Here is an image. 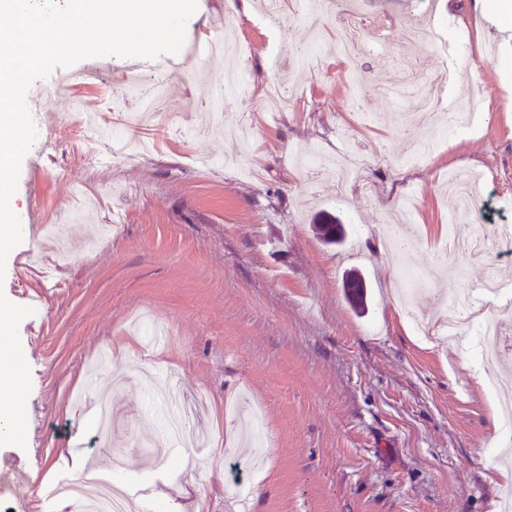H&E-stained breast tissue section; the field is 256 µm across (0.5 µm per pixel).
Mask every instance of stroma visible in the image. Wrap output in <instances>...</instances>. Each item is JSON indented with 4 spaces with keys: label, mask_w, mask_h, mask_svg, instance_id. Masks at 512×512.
<instances>
[{
    "label": "stroma",
    "mask_w": 512,
    "mask_h": 512,
    "mask_svg": "<svg viewBox=\"0 0 512 512\" xmlns=\"http://www.w3.org/2000/svg\"><path fill=\"white\" fill-rule=\"evenodd\" d=\"M359 3L368 46L352 78L338 73L339 16L311 53L298 0L272 28L255 7L198 0L178 55L106 57L115 87L174 78L158 125L129 133L150 142L146 152L117 143L135 101L85 96L112 130L101 164L49 135L68 96L34 113L44 133L15 193L23 241L0 280L9 301L35 310L18 329L32 380L27 444L0 447V464L30 476L17 496L29 512H47L44 484L75 478L73 454L98 456L66 442L95 426L73 395L103 346L112 360L97 391L128 424L111 475L127 482L133 512L173 502L199 512H499L512 464L491 449L495 373L476 351L419 336L414 319L444 325L449 299L470 292L474 319L494 317L512 337V244L492 237L478 255L451 251L434 266L457 205L443 187L449 170L476 175L483 208L470 224L512 225V27L473 0H452L436 21L424 0ZM413 20L433 22L438 42H406ZM228 23L247 89L224 103L195 48ZM435 70L448 104L474 103L482 121L445 129L411 163L409 145L434 132L421 116L403 127L401 115ZM274 83L288 111L266 110ZM78 188L91 220L63 209ZM406 203L414 247L402 257L382 242ZM321 211L344 225L343 243L319 240ZM352 271L367 282L361 310L344 293ZM491 273L507 290L493 303L475 293ZM185 410L204 442L161 439Z\"/></svg>",
    "instance_id": "1"
}]
</instances>
